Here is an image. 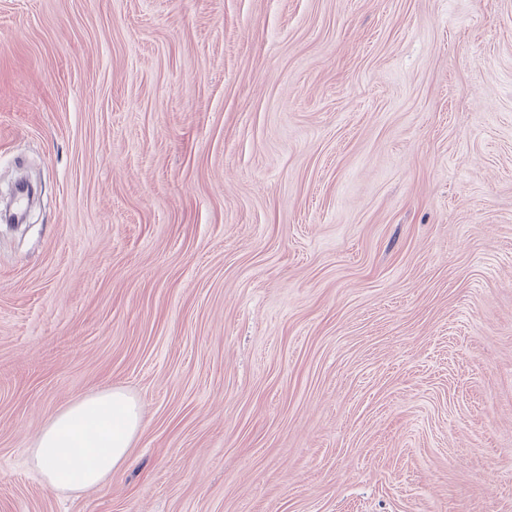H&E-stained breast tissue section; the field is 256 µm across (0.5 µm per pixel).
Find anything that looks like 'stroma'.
Here are the masks:
<instances>
[{
	"instance_id": "obj_1",
	"label": "stroma",
	"mask_w": 512,
	"mask_h": 512,
	"mask_svg": "<svg viewBox=\"0 0 512 512\" xmlns=\"http://www.w3.org/2000/svg\"><path fill=\"white\" fill-rule=\"evenodd\" d=\"M0 512H512V0H0ZM110 388L103 484L30 464ZM144 426L136 400L119 388L78 399L41 429L30 462L54 490L95 487L129 457Z\"/></svg>"
}]
</instances>
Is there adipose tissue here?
Wrapping results in <instances>:
<instances>
[{
  "mask_svg": "<svg viewBox=\"0 0 512 512\" xmlns=\"http://www.w3.org/2000/svg\"><path fill=\"white\" fill-rule=\"evenodd\" d=\"M144 426L136 400L119 388L78 399L41 429L30 462L54 490L99 485L129 457Z\"/></svg>",
  "mask_w": 512,
  "mask_h": 512,
  "instance_id": "ef3b65f1",
  "label": "adipose tissue"
}]
</instances>
